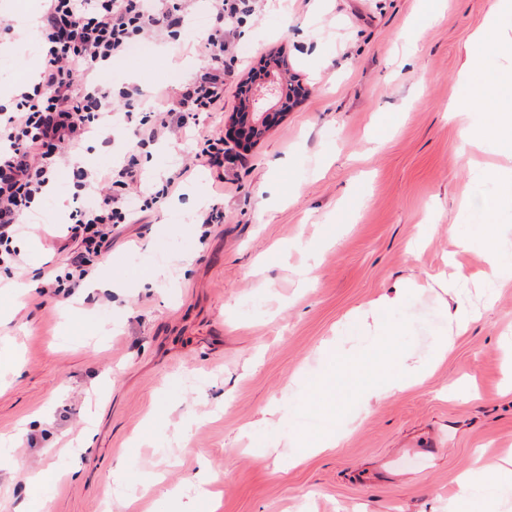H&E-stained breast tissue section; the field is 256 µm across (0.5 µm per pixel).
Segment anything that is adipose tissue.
Returning a JSON list of instances; mask_svg holds the SVG:
<instances>
[{"label": "adipose tissue", "mask_w": 512, "mask_h": 512, "mask_svg": "<svg viewBox=\"0 0 512 512\" xmlns=\"http://www.w3.org/2000/svg\"><path fill=\"white\" fill-rule=\"evenodd\" d=\"M478 67V60H471L465 74L466 96L464 101L456 103L455 109L463 112L471 104L482 107L483 124L467 127L466 136L483 143L496 144L512 154V66L506 67L497 83L491 85L477 78ZM492 175L486 170L481 173L485 179ZM493 176L497 177L501 189L483 200L480 216L472 226V237L482 242L490 269L496 272L502 270L504 265H512V251L504 248L506 232L498 221L501 212H512V170L503 169ZM487 467L498 472L503 484L512 486L511 452L488 465L475 462L465 471L458 479L455 503L472 506L482 498L484 486L479 474Z\"/></svg>", "instance_id": "1"}]
</instances>
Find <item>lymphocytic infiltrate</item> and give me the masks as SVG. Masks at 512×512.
<instances>
[{
    "mask_svg": "<svg viewBox=\"0 0 512 512\" xmlns=\"http://www.w3.org/2000/svg\"><path fill=\"white\" fill-rule=\"evenodd\" d=\"M265 0H207L208 25L198 44L205 66L187 84L162 90L161 107L149 104L135 86L108 88L98 72L137 44L176 40L198 8V0H43L39 44L44 56L37 81L19 86L11 106L0 108V267L22 266L12 242L21 219L53 189L61 171L72 174L66 232L60 249L74 248L71 269L56 277L55 291L69 298L96 271L112 243V229L130 223L135 211L162 205L180 187L185 168L161 184L147 186L137 156L109 169L90 170L73 158L93 135L109 136L129 125L138 149L190 135L194 158L223 166L235 158L223 134L201 129V115L224 105V90L239 60L227 39L248 17L261 13ZM99 189L95 206L81 202Z\"/></svg>",
    "mask_w": 512,
    "mask_h": 512,
    "instance_id": "f902f5d3",
    "label": "lymphocytic infiltrate"
}]
</instances>
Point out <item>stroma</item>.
<instances>
[{
  "mask_svg": "<svg viewBox=\"0 0 512 512\" xmlns=\"http://www.w3.org/2000/svg\"><path fill=\"white\" fill-rule=\"evenodd\" d=\"M496 0H267L237 37L238 66L222 112L240 109L239 82L276 58L305 93L223 177L199 167L160 208L113 230L98 277L65 300L67 271L53 227L61 191L13 240L22 293L0 274V512L36 498L40 512H448L476 455L512 448V279L495 278L459 238L506 155L470 145L448 110L461 94L471 33ZM205 12L180 46L113 64L101 82L147 95L190 80ZM0 37V98L40 49ZM190 144L169 140L141 163L157 180ZM222 201L224 221L195 218ZM456 236H449V225ZM460 294L444 289L449 273ZM412 281L400 316L411 351L437 344L458 303L476 318L422 384L342 419L337 446L290 458L305 420V384L327 366L328 342L364 348L357 307ZM33 470L56 484L27 491Z\"/></svg>",
  "mask_w": 512,
  "mask_h": 512,
  "instance_id": "35a3bbf8",
  "label": "stroma"
}]
</instances>
